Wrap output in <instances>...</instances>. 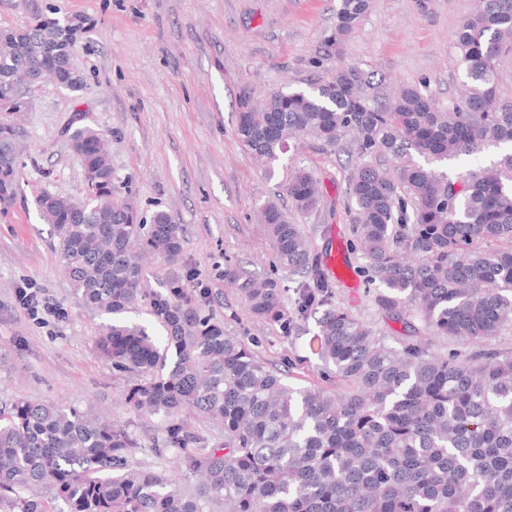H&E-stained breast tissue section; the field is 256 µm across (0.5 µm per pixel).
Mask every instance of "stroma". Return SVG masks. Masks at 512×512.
<instances>
[{"label": "stroma", "instance_id": "stroma-1", "mask_svg": "<svg viewBox=\"0 0 512 512\" xmlns=\"http://www.w3.org/2000/svg\"><path fill=\"white\" fill-rule=\"evenodd\" d=\"M338 0H0V28L19 27L55 8L83 20L74 65L84 88L73 92L51 81L32 87L22 112L0 111L13 127L24 168L18 197L0 213V398L80 403L126 425L147 448L139 462L170 472L169 459L152 449L162 434L156 419L138 416L124 400L132 375L113 369L96 351L104 317L74 294L58 257L52 225L35 201L43 193L78 198L84 179L69 130L88 125L103 133L117 181L131 190L144 216L163 211L184 228L181 261H157L144 287L160 290L173 274L204 292L205 310L227 333L250 340L262 361L286 371L289 381L332 388L333 374L307 342L314 319L301 320L291 338L256 321L224 266L263 277L271 272L269 242L258 208L297 169L320 182L318 211L295 215L315 253H336L335 299L353 316L403 341L401 322L374 303L348 252L352 216L347 209L350 140L335 147L305 139L266 175L238 140L237 100L251 91L302 89L335 75L337 63L372 72L386 97L411 87L439 105L455 101L464 74L456 64L455 30L476 0H371V8L343 47L341 61L314 67L336 20ZM31 285L58 304L63 317L31 321L16 300Z\"/></svg>", "mask_w": 512, "mask_h": 512}]
</instances>
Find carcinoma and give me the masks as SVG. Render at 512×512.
Returning a JSON list of instances; mask_svg holds the SVG:
<instances>
[{"label":"carcinoma","instance_id":"cac0c4a2","mask_svg":"<svg viewBox=\"0 0 512 512\" xmlns=\"http://www.w3.org/2000/svg\"><path fill=\"white\" fill-rule=\"evenodd\" d=\"M455 32L463 93L441 107L415 88L380 101L374 74L336 70L304 89L276 91L260 108L239 96L236 132L267 164L290 142L310 137L334 147L354 134L347 177L350 246L365 261L376 305L409 336L396 347L335 303L331 277L278 198L260 208L272 269L293 275V308L277 276L262 279L228 265L252 317L291 331L318 315L309 349L336 374L334 389L293 387L248 342L205 313L184 278L147 294L141 259L181 260L183 229L163 211L147 223L114 181L101 133L69 134L83 162L80 210L59 196L37 199L58 238L73 290L109 319L96 348L112 367L136 373L126 401L157 419L177 467L194 489L139 467L143 445L125 426L79 405L0 400V505L10 512H512V351L489 345L512 329V152L480 173L451 179L434 162L485 144H512V99L498 95V65L512 51V0H480ZM370 0H339L324 57L340 55ZM83 21L35 15L0 28V110L28 78L71 91ZM391 157L389 175L365 158ZM426 159L417 162L414 156ZM21 165L0 130V210L13 204ZM285 193L291 210L320 204L313 175L296 172ZM145 302L166 332L160 342L124 315ZM428 333L463 346L435 352ZM215 432L210 448L186 418Z\"/></svg>","mask_w":512,"mask_h":512}]
</instances>
